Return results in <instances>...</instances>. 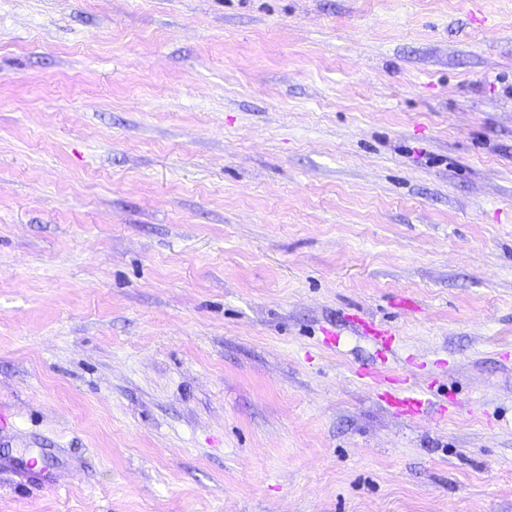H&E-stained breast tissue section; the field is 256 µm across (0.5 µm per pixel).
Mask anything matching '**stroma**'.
I'll return each instance as SVG.
<instances>
[{
	"mask_svg": "<svg viewBox=\"0 0 512 512\" xmlns=\"http://www.w3.org/2000/svg\"><path fill=\"white\" fill-rule=\"evenodd\" d=\"M0 412V512H512V0H0ZM387 382L400 385L394 393H385V400L391 406L412 414H425L426 416H433L445 409L443 404L415 393L407 378L388 379Z\"/></svg>",
	"mask_w": 512,
	"mask_h": 512,
	"instance_id": "stroma-1",
	"label": "stroma"
}]
</instances>
